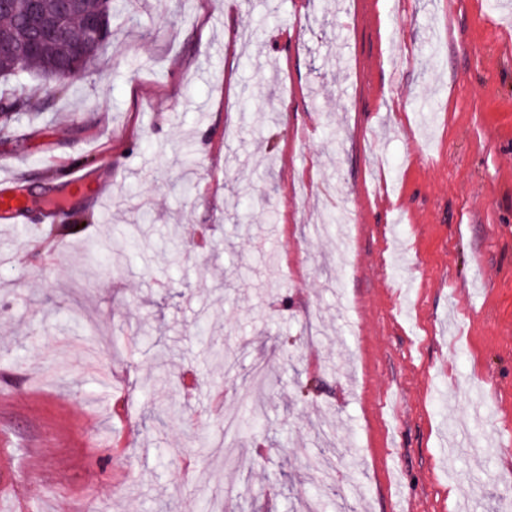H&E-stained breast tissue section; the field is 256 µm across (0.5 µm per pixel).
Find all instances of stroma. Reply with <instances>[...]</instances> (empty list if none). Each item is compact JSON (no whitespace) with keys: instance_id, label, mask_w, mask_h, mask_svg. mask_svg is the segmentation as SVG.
<instances>
[{"instance_id":"35a3bbf8","label":"stroma","mask_w":512,"mask_h":512,"mask_svg":"<svg viewBox=\"0 0 512 512\" xmlns=\"http://www.w3.org/2000/svg\"><path fill=\"white\" fill-rule=\"evenodd\" d=\"M114 7L0 132V512H500L512 0ZM28 201L18 199L11 193H0V223L21 224L26 217Z\"/></svg>"}]
</instances>
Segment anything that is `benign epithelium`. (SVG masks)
<instances>
[{
	"instance_id": "obj_1",
	"label": "benign epithelium",
	"mask_w": 512,
	"mask_h": 512,
	"mask_svg": "<svg viewBox=\"0 0 512 512\" xmlns=\"http://www.w3.org/2000/svg\"><path fill=\"white\" fill-rule=\"evenodd\" d=\"M69 12L70 0H60L58 14L54 22L49 25L36 24L32 26L20 44V52L26 56L33 55L39 52L42 42L56 38L70 46V55L62 61L61 69L66 72H80V65L85 54L106 47L108 37L102 18L91 16L84 22L79 38H73L70 30L63 23V19Z\"/></svg>"
}]
</instances>
